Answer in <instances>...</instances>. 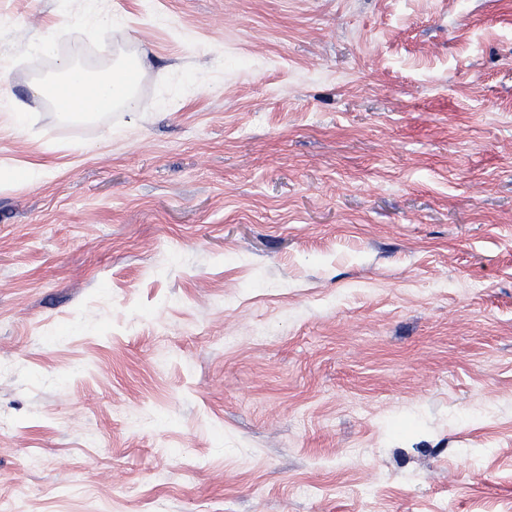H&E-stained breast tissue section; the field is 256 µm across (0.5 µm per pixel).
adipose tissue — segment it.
I'll list each match as a JSON object with an SVG mask.
<instances>
[{
  "label": "adipose tissue",
  "instance_id": "obj_1",
  "mask_svg": "<svg viewBox=\"0 0 512 512\" xmlns=\"http://www.w3.org/2000/svg\"><path fill=\"white\" fill-rule=\"evenodd\" d=\"M58 80L32 86L34 95L54 98L64 116L92 119L114 107L132 112L136 109L135 77L138 63L131 58H119L111 67L87 70L68 57L59 58Z\"/></svg>",
  "mask_w": 512,
  "mask_h": 512
}]
</instances>
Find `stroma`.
<instances>
[{
	"mask_svg": "<svg viewBox=\"0 0 512 512\" xmlns=\"http://www.w3.org/2000/svg\"><path fill=\"white\" fill-rule=\"evenodd\" d=\"M3 53L0 512H512V0H0ZM121 54L136 111L31 92Z\"/></svg>",
	"mask_w": 512,
	"mask_h": 512,
	"instance_id": "obj_1",
	"label": "stroma"
}]
</instances>
